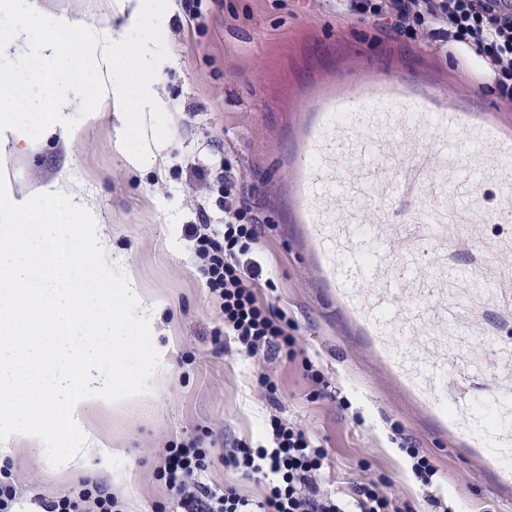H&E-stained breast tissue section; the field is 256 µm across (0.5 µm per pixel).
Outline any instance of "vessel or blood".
Wrapping results in <instances>:
<instances>
[{
    "mask_svg": "<svg viewBox=\"0 0 512 512\" xmlns=\"http://www.w3.org/2000/svg\"><path fill=\"white\" fill-rule=\"evenodd\" d=\"M292 91L295 121L280 156L288 218L298 245L346 327L376 337L397 376L447 420V355L400 347L404 331L465 321V307L435 305V246L452 224L512 222V127L482 106L475 87L449 82L443 66L404 61L377 69L362 53ZM499 188L487 209L484 183ZM394 224L397 245L375 227ZM409 296L398 306L397 294Z\"/></svg>",
    "mask_w": 512,
    "mask_h": 512,
    "instance_id": "obj_1",
    "label": "vessel or blood"
}]
</instances>
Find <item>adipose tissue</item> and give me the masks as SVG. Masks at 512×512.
<instances>
[{
  "instance_id": "1",
  "label": "adipose tissue",
  "mask_w": 512,
  "mask_h": 512,
  "mask_svg": "<svg viewBox=\"0 0 512 512\" xmlns=\"http://www.w3.org/2000/svg\"><path fill=\"white\" fill-rule=\"evenodd\" d=\"M0 28L12 32L10 41H0V80L6 79L5 66L19 44L31 45L51 66L65 54L96 60L108 69L119 65L111 40L63 11L37 9L22 21L0 0ZM62 34L67 44L59 43ZM132 96L139 111L164 109L149 85H140L133 95L127 81L109 77L101 81L98 108L122 107ZM72 103L71 82L55 79L16 98L12 109H46L52 114L48 131L70 143L75 138L68 120ZM61 199L74 218L69 234H59L52 224L22 233L25 221ZM100 222L95 204L68 185L53 182L24 193L0 178V303L12 311L11 324L0 330V405L31 423L22 434L0 431L1 445L36 446L56 427L80 425L90 405L117 407L144 394L142 387L126 381L124 337L130 327L151 321L157 307L138 303L130 287L113 289L111 304L101 300V285L87 276L103 260ZM106 345L112 349L108 363L102 358Z\"/></svg>"
}]
</instances>
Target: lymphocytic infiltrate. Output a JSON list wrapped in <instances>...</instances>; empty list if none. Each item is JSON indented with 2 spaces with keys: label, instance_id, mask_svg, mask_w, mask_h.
Masks as SVG:
<instances>
[{
  "label": "lymphocytic infiltrate",
  "instance_id": "lymphocytic-infiltrate-1",
  "mask_svg": "<svg viewBox=\"0 0 512 512\" xmlns=\"http://www.w3.org/2000/svg\"><path fill=\"white\" fill-rule=\"evenodd\" d=\"M500 24L487 32L474 31L461 39L437 0H387V14L404 25L410 14H426L418 40L434 53L453 58L461 71L479 86L487 87L512 63V0ZM222 202L224 230L193 224L187 236L201 261L210 292L221 300L224 331L240 354L252 358L273 354L286 359L296 355L295 324L285 312L259 296L272 287L261 265L251 254L263 237L261 224L250 220V211L237 178L224 174ZM270 446L237 442L224 453L225 466L263 480L267 493L258 501L241 496L233 487L216 489L203 483L207 453L194 444L167 449L159 475L179 497L182 512H416L407 502L387 495L383 480L366 476L350 482L345 491L332 494L321 479L328 451L297 422L271 416ZM410 475L426 492L430 512H454L450 499L439 492L440 470L424 449L402 441ZM45 512H122L119 500L102 485L82 489L47 503Z\"/></svg>",
  "mask_w": 512,
  "mask_h": 512
}]
</instances>
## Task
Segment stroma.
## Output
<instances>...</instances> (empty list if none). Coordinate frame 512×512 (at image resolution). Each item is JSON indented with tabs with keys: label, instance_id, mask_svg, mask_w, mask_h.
<instances>
[{
	"label": "stroma",
	"instance_id": "35a3bbf8",
	"mask_svg": "<svg viewBox=\"0 0 512 512\" xmlns=\"http://www.w3.org/2000/svg\"><path fill=\"white\" fill-rule=\"evenodd\" d=\"M188 0H169L163 21L135 32L123 31L124 18L109 0H36L50 12L94 18L114 48L131 41L157 42L168 63L161 75L145 77L135 58L124 57L120 77L138 86L150 80L164 112L142 113L127 126L111 112H97L98 72L92 61L74 64L65 76L76 93L69 119L77 131L72 147L47 137V113L15 112L12 120L26 140L9 164L16 189L28 192L57 179L79 185L98 206L105 246L118 259L141 299L157 303L151 331L133 330L125 343L131 379L156 387L153 398L119 411L89 408L85 424L107 456L80 470L67 465L77 442L63 431L25 444L6 455L20 493L21 512H43L45 503L69 494L80 481L92 480L122 499L125 512H180L178 499L160 479L165 448L197 441L209 449L206 480L230 485L248 498H261L266 485L226 467L224 453L238 441L267 444L270 414L297 421L329 453L326 487L335 490L363 473L385 476L389 493L410 502L417 512L423 493L408 475L407 459L392 439L393 425L424 448L446 477L444 490L463 512H512V469H500L469 419L481 415L493 432L512 442V422L493 409L496 396H512V288L477 294L449 287L450 278L485 264L497 276L489 253L479 243L512 246V224H474L449 228L437 247L433 268L438 298L469 307L458 330L425 323L414 327L406 344L429 354L454 353L448 365V427L440 429L428 403L398 380L368 336L348 335L338 315L311 288L283 217L272 206L280 173L266 133H279L271 105L272 82L259 78L252 60L288 38L290 30L312 33L294 45L291 63L297 76L312 64L329 61L341 46L376 53L395 36L356 18H339L316 0H202V23L190 22ZM11 79L0 85V106L48 76L46 62L29 47H19L9 63ZM129 148L143 159L130 166ZM230 166L244 177L252 213L265 235L259 246L264 274L274 289L264 300L282 308L297 326L298 357L247 359L226 344L224 317L210 294L187 237L189 225L208 221L221 228L224 213L215 199L193 195L197 166ZM166 353L157 364L151 351ZM323 369L331 386L314 392L301 360ZM277 385V405L260 396L259 374ZM350 402L342 410L339 399ZM122 481H115V472Z\"/></svg>",
	"mask_w": 512,
	"mask_h": 512
}]
</instances>
